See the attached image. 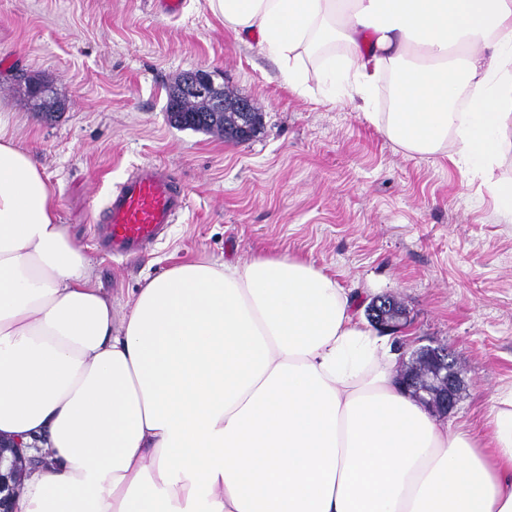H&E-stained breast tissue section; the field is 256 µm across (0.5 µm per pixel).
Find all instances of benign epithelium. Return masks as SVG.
Instances as JSON below:
<instances>
[{
	"label": "benign epithelium",
	"mask_w": 512,
	"mask_h": 512,
	"mask_svg": "<svg viewBox=\"0 0 512 512\" xmlns=\"http://www.w3.org/2000/svg\"><path fill=\"white\" fill-rule=\"evenodd\" d=\"M181 96L204 97L216 108L224 107V89L215 86L211 75L197 70L186 76L179 89ZM367 314L373 326L382 333L394 334L401 329L406 311L393 298L373 300ZM414 362L399 376L400 383L432 412L446 416L456 405L462 388L461 371L448 352L432 346H421L413 354ZM42 463L38 456L27 457L21 444L0 436V512H12L11 504L21 489L31 466Z\"/></svg>",
	"instance_id": "obj_1"
}]
</instances>
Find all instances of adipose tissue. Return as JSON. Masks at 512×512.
<instances>
[{
    "label": "adipose tissue",
    "instance_id": "obj_1",
    "mask_svg": "<svg viewBox=\"0 0 512 512\" xmlns=\"http://www.w3.org/2000/svg\"><path fill=\"white\" fill-rule=\"evenodd\" d=\"M208 3L289 88L346 89L411 153L489 174L506 148L512 0ZM385 75L390 109L368 111ZM358 303L284 252L178 264L117 315L0 130V434L44 458L15 512H512V389L488 437L450 429Z\"/></svg>",
    "mask_w": 512,
    "mask_h": 512
}]
</instances>
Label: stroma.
<instances>
[{"label": "stroma", "mask_w": 512, "mask_h": 512, "mask_svg": "<svg viewBox=\"0 0 512 512\" xmlns=\"http://www.w3.org/2000/svg\"><path fill=\"white\" fill-rule=\"evenodd\" d=\"M196 70L251 99L256 136L169 124L167 90ZM30 80L52 90V117L33 108ZM0 120L43 164L59 223L118 312L174 264L286 252L365 300L397 298L403 353L451 350L464 386L449 426L482 434L493 394L512 388V214L480 176L411 155L346 96L316 82L292 92L257 37L225 30L207 0L177 18L154 0H0ZM143 163L171 170L187 207L148 251L115 257L95 244L98 214Z\"/></svg>", "instance_id": "stroma-1"}]
</instances>
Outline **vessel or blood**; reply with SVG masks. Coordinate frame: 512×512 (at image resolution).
Instances as JSON below:
<instances>
[{"mask_svg": "<svg viewBox=\"0 0 512 512\" xmlns=\"http://www.w3.org/2000/svg\"><path fill=\"white\" fill-rule=\"evenodd\" d=\"M186 205V190L170 171L153 164L134 167L103 208L105 247L118 256L146 248L176 222Z\"/></svg>", "mask_w": 512, "mask_h": 512, "instance_id": "1", "label": "vessel or blood"}]
</instances>
